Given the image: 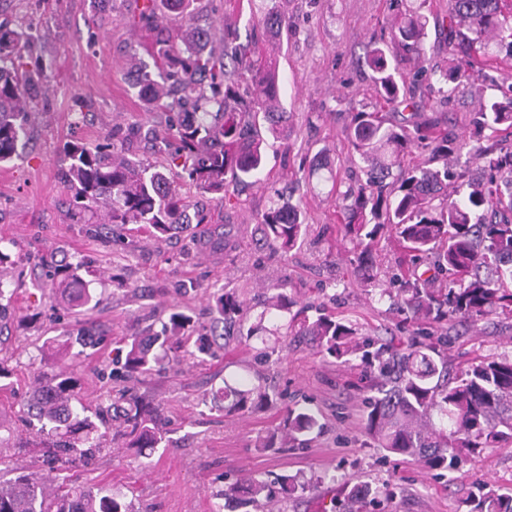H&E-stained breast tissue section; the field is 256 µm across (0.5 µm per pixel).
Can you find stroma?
<instances>
[{
	"mask_svg": "<svg viewBox=\"0 0 512 512\" xmlns=\"http://www.w3.org/2000/svg\"><path fill=\"white\" fill-rule=\"evenodd\" d=\"M275 1L291 29L265 36L259 52L278 66L292 151L268 149L262 184L229 202L184 186L190 200L209 211L208 223L195 233L159 239L145 229L128 231L116 245L96 230L91 212L77 208L64 180L66 146L105 144L116 125L147 129L163 123L134 89L135 65L147 60L152 35L139 21L144 0H0V20L32 28L38 36L35 56L52 66L49 92L31 112L20 158L0 166V251L13 261L0 290L9 295L14 312L0 326V354L15 370L13 391H0V425H18L23 393L41 374L59 370L48 347L62 343L78 318L60 304L54 289L39 288L43 260L84 261L83 277L100 300L86 317L110 329L116 340L159 330L172 303L211 322V295L226 284L247 305L246 322L233 335L216 337L213 354L203 363L187 361L180 372L153 373L139 386L146 399L165 409L170 430L165 446L146 457L122 448L102 452L77 468L81 484L128 487L135 512H214V494L224 485L270 483L285 475L308 488L282 498L280 512H321L343 490L364 485L392 494L379 509L367 505L363 512H469L475 483L512 488V447L486 452L466 464L460 477L437 476L421 462L388 454L366 436L367 391L356 363L323 356L302 338L249 333L267 285L279 280L288 281L299 304L325 302L360 337L403 347L422 330L408 313L358 282L352 246L336 233L331 185L308 175L312 163H329L345 185L357 170L360 161L341 134L343 122L354 112L385 111L364 63L366 45L370 37H387L388 21L411 0H208L195 22L216 31L229 14L245 35ZM499 83L512 84V58L497 52L480 58L477 72L450 101L426 84L417 99L422 112L447 119L460 133L474 103L494 95ZM385 113L390 123L400 122V113ZM297 173L304 176L299 195L309 237L284 256L263 245L256 226L273 192L292 184ZM443 332L449 373L482 358H512V313L489 315L473 327L451 323ZM264 346L272 348L271 358L260 357ZM111 369V351L79 358L74 372L85 402L96 403L112 387ZM242 377L264 378L279 392V406L244 414L213 409L215 391ZM287 405L315 410L321 433L288 448H258Z\"/></svg>",
	"mask_w": 512,
	"mask_h": 512,
	"instance_id": "obj_1",
	"label": "stroma"
}]
</instances>
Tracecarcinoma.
<instances>
[{
    "label": "carcinoma",
    "mask_w": 512,
    "mask_h": 512,
    "mask_svg": "<svg viewBox=\"0 0 512 512\" xmlns=\"http://www.w3.org/2000/svg\"><path fill=\"white\" fill-rule=\"evenodd\" d=\"M190 19L198 0H164ZM429 0H419L399 14L389 28V40L374 41L364 63L375 74L384 104L410 110L402 122L389 125L379 112H356L342 134L362 163L364 178L342 191L333 171L332 182L343 238L353 244L357 273L366 287L430 325L466 320L476 323L498 309L512 308V84L500 95L482 99L469 112L468 139L442 127L436 117L418 111L419 84L438 83L442 98L451 97L474 73L476 57L492 49L512 55V0H448L441 20L448 44V66L432 70L421 65L411 80L401 78L402 65L422 61ZM141 20L152 27L147 49L155 71L143 66L135 85L137 97L151 111L165 114L164 124L148 130L168 155L162 167L144 165L112 145L106 151L80 143L66 148L65 179L76 202L100 212L102 228L117 242V231L129 224L148 229L162 239L190 229L187 197L178 184L187 180L219 200L234 197L240 184L258 183L264 167L267 132L288 143V113L278 111L280 81L271 61L251 58L249 44L239 42V28L224 24L219 39L187 23L180 28L155 23L154 0H147ZM257 25L272 32L290 28L288 18L271 7ZM29 34L0 22V163L20 157L18 143L26 133L30 111L47 91V66L27 68ZM482 157L487 177L473 179L459 165L465 147ZM418 153L410 165L406 157ZM456 184L448 193V183ZM300 202L278 193L263 213L260 233L272 249L286 255L301 245L307 231ZM395 233L414 269L385 281L375 260L382 234ZM79 261L49 270L63 303L86 306L97 302L80 274ZM255 330L273 323L284 336H304L320 352L350 360L358 357L369 372L363 425L377 447L395 456L422 462L431 470L458 473L461 466L488 448L512 445V358L474 362L453 377L441 352L442 340L413 341L401 350L370 339L358 340L357 330L337 320L326 307L309 304L292 311L295 298L288 282L270 286ZM217 322L227 325L245 314L233 291L214 295ZM315 316L308 315V311ZM217 326L197 323L173 304L161 330L133 336L113 349L123 381H137L165 366L174 367L198 355H211L210 337ZM108 331L77 322L65 343L53 349L75 361L84 349L107 347ZM226 411H249L277 404L278 395L262 383L241 381L221 391ZM21 419L26 434L41 440L50 452L48 471L72 468L107 447L114 430L122 447L156 448L165 440L166 419L160 405L145 400L135 388L109 389L100 403L83 402L74 377L64 369L42 375L28 391ZM318 414L310 407L285 410L281 427L259 439V447L284 448L306 441L320 431ZM296 478L280 479L279 488L252 481L249 497L238 485L227 486L216 498L274 512L280 497L304 491ZM378 488H353L331 512H358L361 500L377 499ZM469 512H512V490L478 487ZM0 512H132L123 488L87 487L76 482L54 484L22 469L0 480Z\"/></svg>",
    "instance_id": "obj_1"
}]
</instances>
